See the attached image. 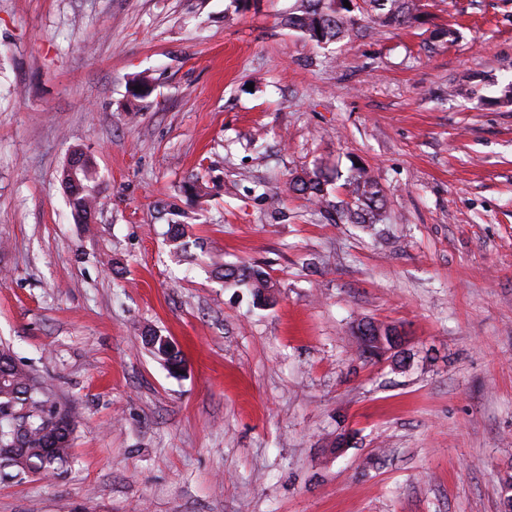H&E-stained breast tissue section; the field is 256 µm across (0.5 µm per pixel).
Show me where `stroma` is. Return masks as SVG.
Listing matches in <instances>:
<instances>
[{
    "label": "stroma",
    "mask_w": 512,
    "mask_h": 512,
    "mask_svg": "<svg viewBox=\"0 0 512 512\" xmlns=\"http://www.w3.org/2000/svg\"><path fill=\"white\" fill-rule=\"evenodd\" d=\"M293 2L0 0V346L75 424L71 467L0 481V512H503L512 0L321 46L283 25ZM75 147L103 179L91 224L61 184ZM358 163L379 223L288 190ZM176 219L264 268L275 305L172 261ZM362 320L401 327L407 364L360 358ZM143 336H152L149 341L143 338ZM163 335L158 334V332L154 329H147L142 334V341L145 342L146 345L150 346V350L156 356L162 358L166 365L169 364H178L182 362L181 352L179 350H174L170 347V345L163 340Z\"/></svg>",
    "instance_id": "1"
}]
</instances>
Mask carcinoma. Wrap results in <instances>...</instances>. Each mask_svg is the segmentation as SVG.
<instances>
[{"label":"carcinoma","instance_id":"carcinoma-1","mask_svg":"<svg viewBox=\"0 0 512 512\" xmlns=\"http://www.w3.org/2000/svg\"><path fill=\"white\" fill-rule=\"evenodd\" d=\"M294 0L285 17V24L318 45L344 40L371 25L387 28L409 27L422 16L420 0ZM152 84L142 77L132 80L128 93L135 100L150 95ZM80 166L76 183L61 179L68 205L77 224L91 223L100 198V176L93 157L80 149L74 150L67 163ZM329 176L315 168L294 178L290 189L308 199L326 205L351 224H376L381 220L382 191L378 183L361 167L352 169L342 188L345 199L335 204L327 199ZM183 192L194 200L210 194V187L197 177L189 178ZM166 242L170 252L186 251V225H168ZM208 266L224 284L248 289L252 303L268 306L273 303L275 288L268 273L256 265L230 264L211 256ZM146 345L166 364L182 362L181 352L170 347L163 335L147 329ZM74 420L68 411L53 405L46 388L31 372L23 368L8 347L0 348V449L23 448L25 464L8 454L0 453V480L21 479L32 471L40 476L65 469L71 459Z\"/></svg>","mask_w":512,"mask_h":512}]
</instances>
